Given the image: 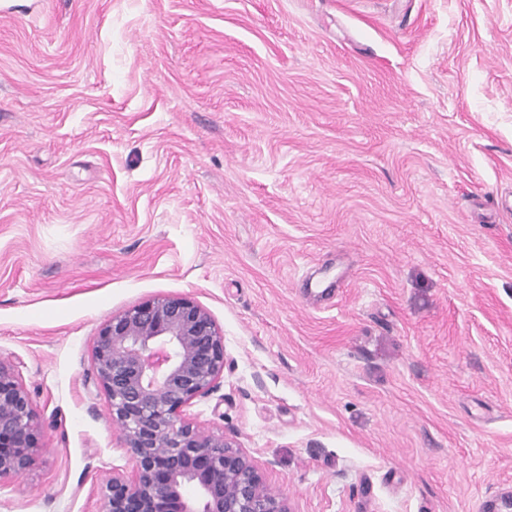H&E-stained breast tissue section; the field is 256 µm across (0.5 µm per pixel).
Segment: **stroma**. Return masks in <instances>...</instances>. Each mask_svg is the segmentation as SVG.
Instances as JSON below:
<instances>
[{"label":"stroma","mask_w":512,"mask_h":512,"mask_svg":"<svg viewBox=\"0 0 512 512\" xmlns=\"http://www.w3.org/2000/svg\"><path fill=\"white\" fill-rule=\"evenodd\" d=\"M224 334L183 411L292 512L512 492V0H0V360L42 447L0 512L133 466L104 322Z\"/></svg>","instance_id":"1"}]
</instances>
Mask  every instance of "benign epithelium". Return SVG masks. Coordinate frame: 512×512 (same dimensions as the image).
Returning <instances> with one entry per match:
<instances>
[{"instance_id": "1", "label": "benign epithelium", "mask_w": 512, "mask_h": 512, "mask_svg": "<svg viewBox=\"0 0 512 512\" xmlns=\"http://www.w3.org/2000/svg\"><path fill=\"white\" fill-rule=\"evenodd\" d=\"M92 357L133 462L101 489L98 512H291L250 457L180 416L224 372V336L204 307L182 296L135 305L102 325ZM40 448L30 393L0 360V483L27 471Z\"/></svg>"}]
</instances>
